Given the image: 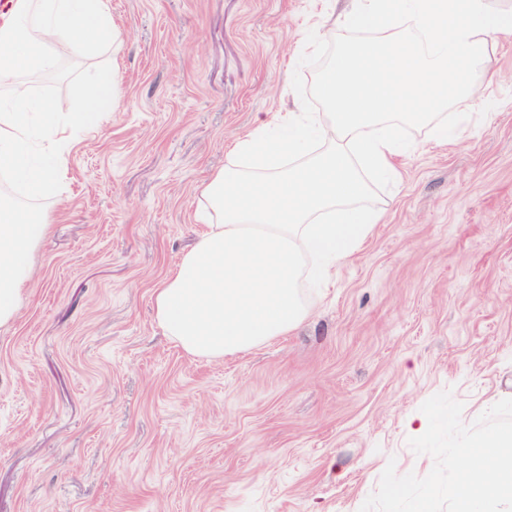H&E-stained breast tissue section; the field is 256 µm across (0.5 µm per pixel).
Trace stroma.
<instances>
[{
  "mask_svg": "<svg viewBox=\"0 0 512 512\" xmlns=\"http://www.w3.org/2000/svg\"><path fill=\"white\" fill-rule=\"evenodd\" d=\"M120 100L76 135L12 323L0 328V512H360L388 462L426 476L407 418L451 391L465 424L512 398V110L459 139L405 132L401 182L296 330L221 360L158 327L199 190L271 112H320L348 0H105ZM310 94L295 103L288 83ZM332 32V30L325 29L324 23L313 25L303 31L299 39L300 50L296 56V63H298L300 59H306L311 54L315 53Z\"/></svg>",
  "mask_w": 512,
  "mask_h": 512,
  "instance_id": "stroma-1",
  "label": "stroma"
}]
</instances>
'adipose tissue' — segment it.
Wrapping results in <instances>:
<instances>
[{"label": "adipose tissue", "mask_w": 512, "mask_h": 512, "mask_svg": "<svg viewBox=\"0 0 512 512\" xmlns=\"http://www.w3.org/2000/svg\"><path fill=\"white\" fill-rule=\"evenodd\" d=\"M317 95L323 112H276L241 138L202 188L205 227L154 292L158 325L190 356L221 359L288 335L311 313L302 276L326 280L384 212L370 184L396 183L405 128L458 138L466 110L512 109L492 85L490 44L512 37V10L487 0H350ZM458 108L457 124L447 111ZM328 148L314 150L315 140ZM49 226L0 207V328L13 319L31 254Z\"/></svg>", "instance_id": "ef3b65f1"}]
</instances>
